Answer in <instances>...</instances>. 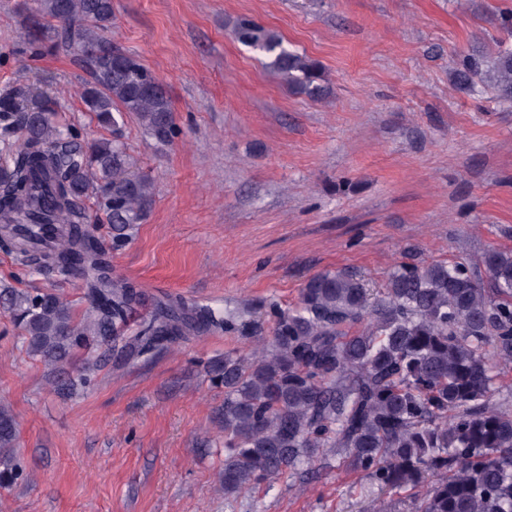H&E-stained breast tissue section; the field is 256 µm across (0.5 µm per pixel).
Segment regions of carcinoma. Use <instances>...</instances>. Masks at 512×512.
Here are the masks:
<instances>
[{"instance_id": "1", "label": "carcinoma", "mask_w": 512, "mask_h": 512, "mask_svg": "<svg viewBox=\"0 0 512 512\" xmlns=\"http://www.w3.org/2000/svg\"><path fill=\"white\" fill-rule=\"evenodd\" d=\"M34 3L32 53L61 46L82 63L81 99L113 137L86 149L57 120L55 99L0 92V134L22 133L12 165L0 166V248L39 271L80 276L89 301L80 317L55 292L1 286L29 352L56 370L97 341L143 357L188 336L246 329L234 311L170 298L131 324L143 293L112 274L107 256L133 238L154 192L119 130L133 115L148 136L172 142L171 99L108 37L112 0ZM234 36L293 92L323 95L318 63L279 34L241 19ZM457 79L512 97V49L501 48L486 70L464 60ZM100 213L112 225L109 248L96 234ZM482 264L491 289L464 263L436 262L400 265L377 290L356 272H324L307 280L296 308L269 303L272 334L250 357L226 353L208 369L224 387V495L306 473L334 448L373 502L410 491L415 512H512V408L493 404L512 362V250H490ZM17 439L15 416L0 402L1 488L27 479Z\"/></svg>"}]
</instances>
